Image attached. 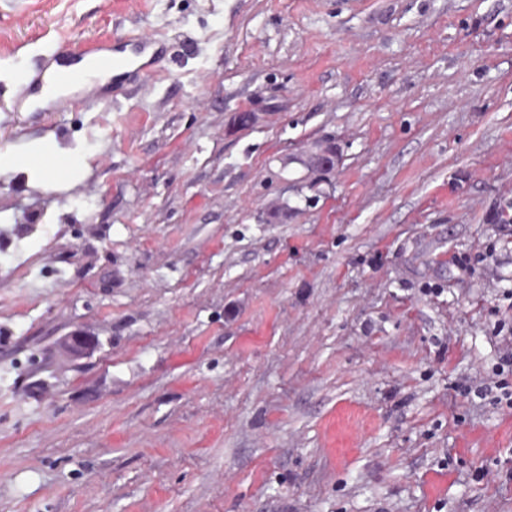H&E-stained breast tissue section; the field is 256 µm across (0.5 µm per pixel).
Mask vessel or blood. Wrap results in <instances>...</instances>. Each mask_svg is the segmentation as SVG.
<instances>
[{
    "mask_svg": "<svg viewBox=\"0 0 512 512\" xmlns=\"http://www.w3.org/2000/svg\"><path fill=\"white\" fill-rule=\"evenodd\" d=\"M165 50L160 39L144 33L125 43H82L68 60L65 73L46 65L39 67L32 79L19 87L12 109L39 117L96 103L102 94L93 75L109 73L119 79L132 73L141 80H150L156 76L155 64Z\"/></svg>",
    "mask_w": 512,
    "mask_h": 512,
    "instance_id": "1",
    "label": "vessel or blood"
}]
</instances>
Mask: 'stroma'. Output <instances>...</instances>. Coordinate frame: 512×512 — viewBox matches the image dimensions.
Instances as JSON below:
<instances>
[{"label":"stroma","mask_w":512,"mask_h":512,"mask_svg":"<svg viewBox=\"0 0 512 512\" xmlns=\"http://www.w3.org/2000/svg\"><path fill=\"white\" fill-rule=\"evenodd\" d=\"M133 31L159 80L12 111ZM44 134L88 165L0 176V512H512V0H0Z\"/></svg>","instance_id":"35a3bbf8"}]
</instances>
